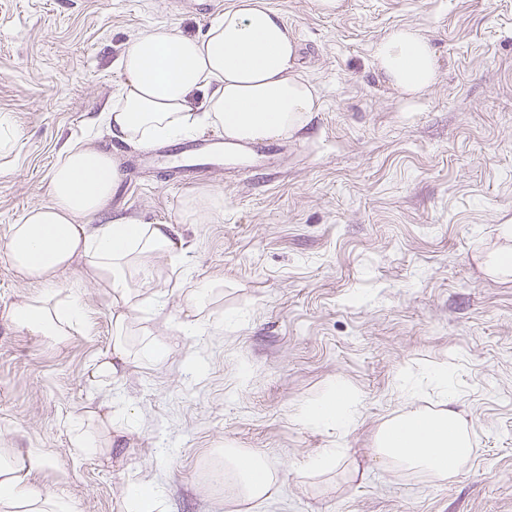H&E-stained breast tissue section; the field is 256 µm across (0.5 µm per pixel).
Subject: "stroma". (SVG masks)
<instances>
[{
    "label": "stroma",
    "mask_w": 512,
    "mask_h": 512,
    "mask_svg": "<svg viewBox=\"0 0 512 512\" xmlns=\"http://www.w3.org/2000/svg\"><path fill=\"white\" fill-rule=\"evenodd\" d=\"M209 2L0 0V113L21 134L0 156V448L42 449L48 464L27 480L71 512H125L141 483L166 512H512V277L486 266L512 250L499 234L512 224V0H344L338 14L318 0H267L320 109L266 168L178 185L137 169L142 147L112 139L99 117L132 40L157 26L203 36L235 0ZM403 24L422 29L439 66L408 107L371 62L373 44ZM77 142L116 160L112 209L172 225L188 246L179 263L156 258L167 309L138 314L127 369L99 384L112 299L80 279V264L59 277L61 296L85 305L67 342L9 318L36 287L11 264L8 228L49 202L50 172ZM210 195L223 196V217L187 223L185 206ZM204 280L224 286L194 334L179 335L177 307ZM441 366L473 448L450 480L372 453L387 421L441 410L430 376ZM340 380L356 394L354 425L303 423L300 408ZM102 406L111 446L73 447L74 424ZM228 446L264 457L279 479L271 499L239 503L208 481ZM336 446L333 467L308 470Z\"/></svg>",
    "instance_id": "obj_1"
}]
</instances>
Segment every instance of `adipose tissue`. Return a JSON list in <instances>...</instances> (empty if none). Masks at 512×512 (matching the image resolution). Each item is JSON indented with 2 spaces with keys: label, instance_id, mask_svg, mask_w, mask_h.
I'll return each mask as SVG.
<instances>
[{
  "label": "adipose tissue",
  "instance_id": "1",
  "mask_svg": "<svg viewBox=\"0 0 512 512\" xmlns=\"http://www.w3.org/2000/svg\"><path fill=\"white\" fill-rule=\"evenodd\" d=\"M297 44L281 15L266 0H237L217 15L202 37L155 29L136 38L119 66L126 80L104 119L113 139L132 145L172 141L216 129L237 142L288 137L302 130L319 109L315 86L298 70ZM372 64L395 88L403 104L423 97L438 80L436 56L422 30L393 28L373 46ZM206 91L195 106L196 91ZM118 177L111 154L70 146L50 173L48 204L10 225L7 249L13 268L37 287L10 312L19 329L60 344L84 317L79 297H60L57 279L82 260L83 278L103 284L112 297V354L99 362L97 379H109L127 364V336L144 300L165 310L154 268L156 257L178 261L185 244L168 224H142L128 216L105 217ZM434 382L446 403L429 415L407 413L386 423L376 451L386 463L438 478H453L472 454L471 435L448 382ZM354 393L337 382L329 400L302 408L310 425L345 430L353 423ZM233 490L250 501L269 497L278 478L249 453H229ZM46 463L35 448L15 453L0 448V512H68L54 494L27 482Z\"/></svg>",
  "mask_w": 512,
  "mask_h": 512
}]
</instances>
